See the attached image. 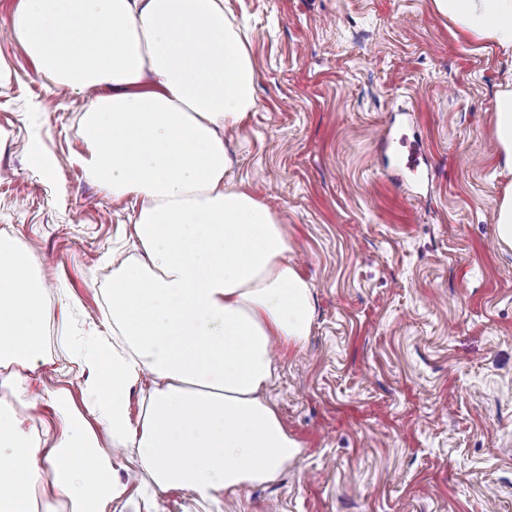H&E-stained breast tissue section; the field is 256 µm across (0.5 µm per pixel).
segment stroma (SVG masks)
Returning a JSON list of instances; mask_svg holds the SVG:
<instances>
[{"mask_svg":"<svg viewBox=\"0 0 512 512\" xmlns=\"http://www.w3.org/2000/svg\"><path fill=\"white\" fill-rule=\"evenodd\" d=\"M0 0V232L46 284L43 376L63 335L104 331L105 270L133 252L132 200L84 176L78 121L9 31ZM258 73L248 121L224 140L232 181L275 212L312 286L307 341L274 357L267 392L299 459L213 512H512V249L495 211L492 101L512 55L462 35L431 0H224ZM420 150L407 171V143ZM54 166L46 176L37 158ZM76 301L60 322L58 289ZM185 492L128 483L110 512H195Z\"/></svg>","mask_w":512,"mask_h":512,"instance_id":"1","label":"stroma"}]
</instances>
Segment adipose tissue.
Here are the masks:
<instances>
[{
  "mask_svg": "<svg viewBox=\"0 0 512 512\" xmlns=\"http://www.w3.org/2000/svg\"><path fill=\"white\" fill-rule=\"evenodd\" d=\"M432 5L462 33L512 51V0ZM10 28L53 86L91 93L80 163L113 200L137 203L138 253L112 268L111 337L64 339L69 363L88 374L85 410L59 389L55 422L35 424L26 411L44 285L27 251L0 234V512H108L126 490L121 450L157 488L203 507L274 481L301 446L265 397L272 347L305 342L312 292L277 215L229 179L224 135L254 109L257 71L224 0H19ZM493 114L512 172V84ZM43 473L53 497L37 495Z\"/></svg>",
  "mask_w": 512,
  "mask_h": 512,
  "instance_id": "obj_1",
  "label": "adipose tissue"
}]
</instances>
